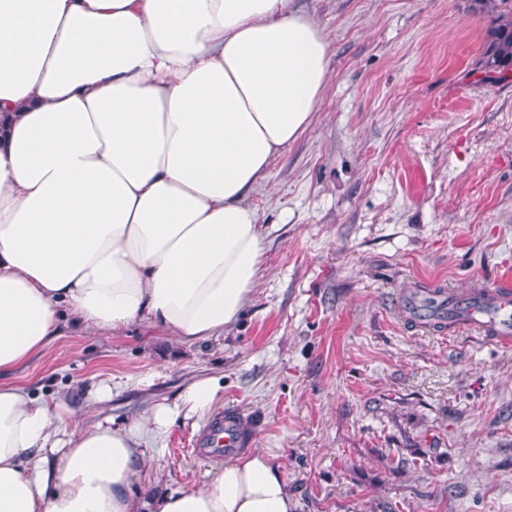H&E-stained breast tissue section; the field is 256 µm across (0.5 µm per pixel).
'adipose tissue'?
I'll return each instance as SVG.
<instances>
[{"label": "adipose tissue", "instance_id": "obj_1", "mask_svg": "<svg viewBox=\"0 0 512 512\" xmlns=\"http://www.w3.org/2000/svg\"><path fill=\"white\" fill-rule=\"evenodd\" d=\"M332 41L297 0H0V512H296L258 451L144 501L143 441L4 381L64 327L223 334L260 271L249 199L307 128Z\"/></svg>", "mask_w": 512, "mask_h": 512}]
</instances>
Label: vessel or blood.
Here are the masks:
<instances>
[{"label":"vessel or blood","instance_id":"obj_1","mask_svg":"<svg viewBox=\"0 0 512 512\" xmlns=\"http://www.w3.org/2000/svg\"><path fill=\"white\" fill-rule=\"evenodd\" d=\"M484 300L473 302L466 291H458L451 306L456 312L453 328L467 327L496 342L512 340V283L502 282L484 288ZM239 423L232 414L217 413L203 427L197 444L199 451L220 457L242 448Z\"/></svg>","mask_w":512,"mask_h":512}]
</instances>
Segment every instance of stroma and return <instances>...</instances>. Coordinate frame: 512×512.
<instances>
[{"mask_svg":"<svg viewBox=\"0 0 512 512\" xmlns=\"http://www.w3.org/2000/svg\"><path fill=\"white\" fill-rule=\"evenodd\" d=\"M333 56L307 129L251 196L265 235L241 320L186 343L65 329L12 375L124 425L220 378L212 411L284 466L297 512H512V345L419 328L401 300L512 281V81L482 83L477 0H299ZM108 383L110 400L85 404ZM207 415L157 436L146 496L223 469Z\"/></svg>","mask_w":512,"mask_h":512,"instance_id":"stroma-1","label":"stroma"}]
</instances>
